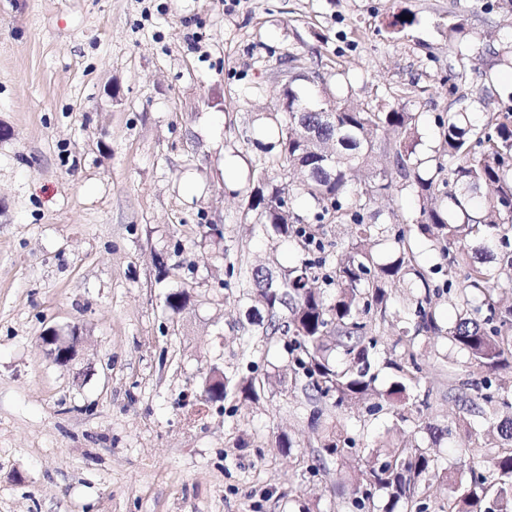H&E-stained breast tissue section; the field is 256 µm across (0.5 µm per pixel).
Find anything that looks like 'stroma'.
<instances>
[{"instance_id":"1","label":"stroma","mask_w":512,"mask_h":512,"mask_svg":"<svg viewBox=\"0 0 512 512\" xmlns=\"http://www.w3.org/2000/svg\"><path fill=\"white\" fill-rule=\"evenodd\" d=\"M484 2L0 0V512H357L335 468H307L317 434L288 338L248 323L254 300L229 272L302 253L268 240L238 193L293 73L360 99L428 88L410 104L422 155L440 144L437 113L464 107L479 125L511 103L512 16ZM403 10L416 23L390 32ZM458 22L479 67L448 41ZM461 63L452 95L440 79ZM185 287L172 314L164 298ZM75 326L85 344L58 364L40 337ZM415 349L435 389L421 416L447 426L437 453L466 485L463 448L490 454L495 424L463 409V351L424 336ZM214 365L278 380L259 401L204 405ZM345 424L360 451L412 429L363 404Z\"/></svg>"}]
</instances>
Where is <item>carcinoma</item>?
I'll return each mask as SVG.
<instances>
[{"label": "carcinoma", "mask_w": 512, "mask_h": 512, "mask_svg": "<svg viewBox=\"0 0 512 512\" xmlns=\"http://www.w3.org/2000/svg\"><path fill=\"white\" fill-rule=\"evenodd\" d=\"M298 80L314 83L322 76L316 72L288 79L278 107L267 113L277 136L258 144L256 183L246 193L245 209L266 234L295 241L307 257L291 266L274 258V270L244 268L242 287L255 291L262 306L254 310L252 322L264 325L267 336H290L288 350L301 370L302 390L310 401L333 410L322 425V410L311 415V423L321 428L309 468L336 463L361 512H428L423 482L433 477L446 484L450 479L433 449L448 427L413 417V406L428 404L433 394L421 387L416 337L444 336L468 355L476 378L469 383L474 394L467 399V411L496 415L512 410L509 391L489 393L485 379L512 368V308L496 299L501 281H512V212L504 209L512 203V106L490 113L480 128L461 110L438 115L442 147L421 158L416 147L422 113L403 102L408 93L394 96L391 104L326 92L311 105ZM327 106L333 109L330 120L318 112ZM290 168L300 172L298 180L272 184L270 172L286 179ZM489 186L494 188L490 196L483 194ZM285 194L310 203V220L279 205ZM405 194L417 200L409 213L398 205ZM378 196L392 202L386 224L369 213ZM315 224L347 226L348 241L325 242ZM386 233L395 247L382 260L373 247ZM421 239L444 261L448 279L441 285L417 262L413 242ZM271 282L278 287H269ZM395 283L416 289L414 319L400 327L404 350L387 361L394 380L380 390L372 358L386 326L398 320L390 312L389 285ZM442 285L458 290L459 315L450 328L437 315L435 298ZM188 299L186 290H176L167 294L165 305L177 314ZM272 382L270 375H226L207 390L208 401L222 402L236 393L257 400ZM365 402L373 415L398 411L401 421H412L413 431L398 446L379 442L359 463L343 413ZM496 430L500 442L495 451L470 466L469 485L449 498L442 512H512V415L503 417Z\"/></svg>", "instance_id": "cac0c4a2"}]
</instances>
